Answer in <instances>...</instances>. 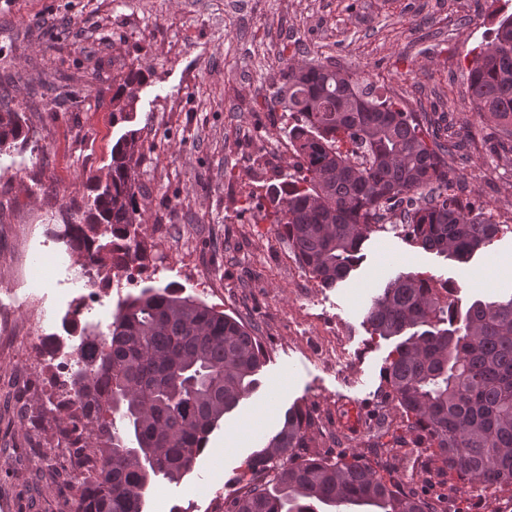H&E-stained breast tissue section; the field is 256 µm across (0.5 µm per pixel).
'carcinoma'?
<instances>
[{
    "label": "carcinoma",
    "mask_w": 512,
    "mask_h": 512,
    "mask_svg": "<svg viewBox=\"0 0 512 512\" xmlns=\"http://www.w3.org/2000/svg\"><path fill=\"white\" fill-rule=\"evenodd\" d=\"M289 63L277 90L295 123L288 131L293 173L269 186L276 225L299 264L323 287L343 280L371 234L403 227L418 247L466 263L500 233L467 209L448 178V148L375 85L336 81L327 67ZM130 71L113 99L112 120L133 110ZM473 112L512 138V14L498 21L468 74ZM362 100L365 110L354 108ZM27 139L22 115L0 111V149ZM136 152L112 146L111 171L90 183L84 223L64 229L86 266L117 274L144 248L131 233L142 223L133 177ZM450 288L421 273L399 275L373 296L365 325L372 337L407 335L386 360L393 401L417 431L415 447L463 489L512 486V295L477 300L457 319ZM100 368L88 377L83 408L61 416V443L73 434L92 449L94 476L81 482L68 512H143L152 479L179 482L208 437L255 384L264 357L242 321L167 285L127 297L102 335ZM311 416L294 404L270 444L246 461V483H264L224 512H433L361 455L303 458Z\"/></svg>",
    "instance_id": "1"
}]
</instances>
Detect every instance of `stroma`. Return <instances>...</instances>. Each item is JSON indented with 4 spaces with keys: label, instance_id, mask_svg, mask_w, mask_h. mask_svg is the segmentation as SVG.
Instances as JSON below:
<instances>
[{
    "label": "stroma",
    "instance_id": "35a3bbf8",
    "mask_svg": "<svg viewBox=\"0 0 512 512\" xmlns=\"http://www.w3.org/2000/svg\"><path fill=\"white\" fill-rule=\"evenodd\" d=\"M512 0H0V81L23 112L27 142L0 150V505L66 512L75 460L59 455L52 394L35 367L20 263L65 251V223L83 221L90 178L106 177L112 147L136 132L146 273L113 280L105 300L172 284L257 328L265 362L260 404L244 400L211 433L179 484L156 479L145 512H224L245 483L256 429L274 434L300 405L314 446L300 456L395 453L415 434L382 370L394 340L364 325L372 274L387 255L433 276L458 306L512 293V234L469 262L424 251L394 232L371 234L350 281L325 288L300 267L263 214L287 174L273 147L288 137L275 103L291 60L332 59L382 85L411 112L446 114L466 134L453 178L473 212L512 205L502 132L471 110L467 75ZM141 70L133 115L113 121L114 77Z\"/></svg>",
    "mask_w": 512,
    "mask_h": 512
}]
</instances>
